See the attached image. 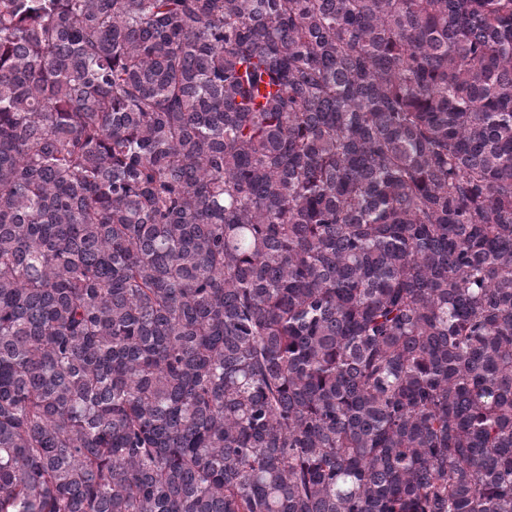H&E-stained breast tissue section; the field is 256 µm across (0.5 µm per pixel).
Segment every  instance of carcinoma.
Masks as SVG:
<instances>
[{
	"instance_id": "1",
	"label": "carcinoma",
	"mask_w": 512,
	"mask_h": 512,
	"mask_svg": "<svg viewBox=\"0 0 512 512\" xmlns=\"http://www.w3.org/2000/svg\"><path fill=\"white\" fill-rule=\"evenodd\" d=\"M0 512H512V0H0Z\"/></svg>"
}]
</instances>
